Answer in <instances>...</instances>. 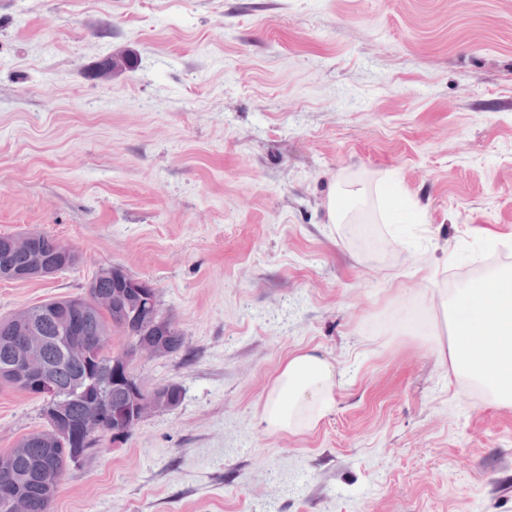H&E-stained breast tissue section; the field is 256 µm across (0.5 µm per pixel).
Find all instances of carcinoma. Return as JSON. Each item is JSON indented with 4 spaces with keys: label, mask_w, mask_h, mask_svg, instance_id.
Returning <instances> with one entry per match:
<instances>
[{
    "label": "carcinoma",
    "mask_w": 512,
    "mask_h": 512,
    "mask_svg": "<svg viewBox=\"0 0 512 512\" xmlns=\"http://www.w3.org/2000/svg\"><path fill=\"white\" fill-rule=\"evenodd\" d=\"M93 280L100 282L101 285V288L97 289V293L112 296V299L125 306L131 313L136 311V298L124 288L112 287V275L106 274L104 270L100 269ZM75 303H77L75 298L60 299L24 309L27 318L40 323L45 335L56 340V343L46 350V357L54 364L55 378L61 384L69 387L63 408L64 418L69 421L77 420L83 415L86 395L84 386L89 379L78 375V365L69 360L65 355L64 346L59 343V331L63 330V317L50 319L40 313V310L50 304L66 309ZM156 322H158V317L155 316L143 326L140 336H126V346L120 352H110L106 346H101L93 356V362L103 369L108 368L113 360L129 357L134 343L138 340H148L157 344L161 356L181 351L184 348V341L180 339L182 333L175 327L173 321H168V327L160 331L155 328ZM11 329L12 319L8 318L0 322V382L27 393L29 389L21 380L11 377L10 374L11 352L4 350V344L5 337ZM97 384L108 392L112 405L118 404L126 408L129 414H134L136 402L128 391L112 387V382L104 374L97 377ZM142 394L155 409L161 411H173L180 406L182 401L181 388L176 384L153 388L145 387ZM108 436L109 433L104 432L92 443L86 441L84 437H79L76 439L78 449L75 450L69 441L61 440L56 425L49 420L45 429L24 436L13 448L9 449L5 456L12 459L13 489L28 503V512H50L51 504L58 493L60 480L67 466L88 458L93 450L100 445V442Z\"/></svg>",
    "instance_id": "cac0c4a2"
}]
</instances>
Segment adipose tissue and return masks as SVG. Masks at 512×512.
<instances>
[{
  "label": "adipose tissue",
  "instance_id": "1",
  "mask_svg": "<svg viewBox=\"0 0 512 512\" xmlns=\"http://www.w3.org/2000/svg\"><path fill=\"white\" fill-rule=\"evenodd\" d=\"M368 192V186L355 179L332 188L327 200L330 223L347 236H360L354 207ZM433 302L448 326L447 336H435L434 342L453 375L479 388L488 401L512 406V269L462 288L439 289ZM334 378L332 366L317 352L289 356L262 405L265 431L293 434L314 427L332 401Z\"/></svg>",
  "mask_w": 512,
  "mask_h": 512
}]
</instances>
